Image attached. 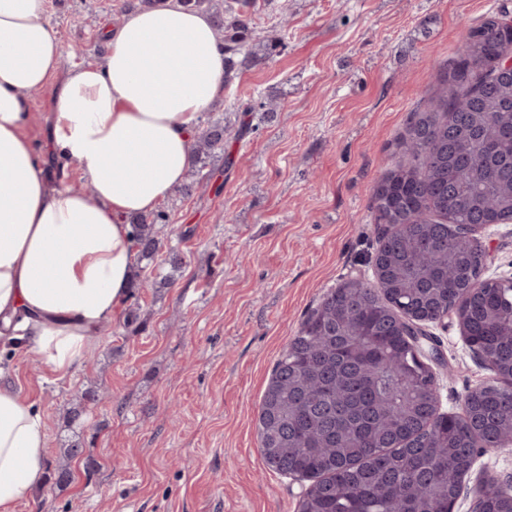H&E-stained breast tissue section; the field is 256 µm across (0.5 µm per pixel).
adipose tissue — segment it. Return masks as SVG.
Returning a JSON list of instances; mask_svg holds the SVG:
<instances>
[{
    "instance_id": "obj_1",
    "label": "adipose tissue",
    "mask_w": 512,
    "mask_h": 512,
    "mask_svg": "<svg viewBox=\"0 0 512 512\" xmlns=\"http://www.w3.org/2000/svg\"><path fill=\"white\" fill-rule=\"evenodd\" d=\"M46 0H0V338L73 373L129 296L131 217L184 178L202 112L224 92L214 23L177 0L122 15L97 64L61 69ZM50 126L27 134L26 96L50 82ZM75 164L93 198L53 179L44 155ZM40 411L0 383V512L39 485Z\"/></svg>"
}]
</instances>
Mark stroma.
<instances>
[{
	"label": "stroma",
	"instance_id": "35a3bbf8",
	"mask_svg": "<svg viewBox=\"0 0 512 512\" xmlns=\"http://www.w3.org/2000/svg\"><path fill=\"white\" fill-rule=\"evenodd\" d=\"M139 0H49L62 67L101 62L102 24ZM512 0H257L255 43L273 45L202 113L224 122L223 154L191 194L159 206L163 252L137 260L149 287L128 297L59 377L35 354H8V381L46 427L44 484L15 512H298L307 481L262 456L258 410L275 364L324 294L375 283L380 227L371 197L403 160L413 112L460 55L463 35ZM265 101L269 111L240 113ZM483 274L512 277V222L474 232ZM439 410L459 414L495 382L455 318L427 325ZM98 403L72 419L81 392ZM82 453L66 459L72 443ZM67 463L71 478L53 474Z\"/></svg>",
	"mask_w": 512,
	"mask_h": 512
}]
</instances>
